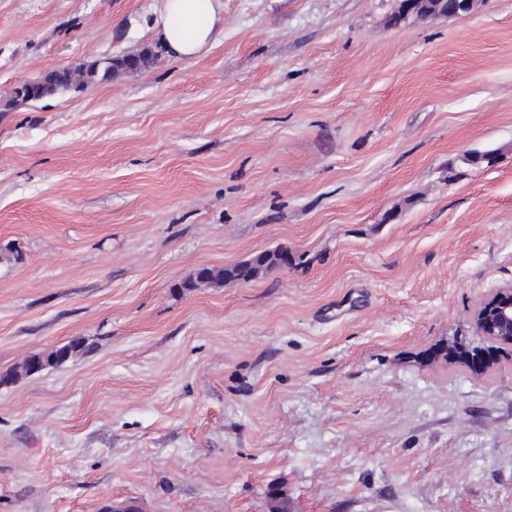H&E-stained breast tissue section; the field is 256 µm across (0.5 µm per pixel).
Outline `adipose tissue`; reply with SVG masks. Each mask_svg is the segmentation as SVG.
Masks as SVG:
<instances>
[{
	"label": "adipose tissue",
	"mask_w": 512,
	"mask_h": 512,
	"mask_svg": "<svg viewBox=\"0 0 512 512\" xmlns=\"http://www.w3.org/2000/svg\"><path fill=\"white\" fill-rule=\"evenodd\" d=\"M222 0H159L155 26L166 52L192 59L224 34Z\"/></svg>",
	"instance_id": "adipose-tissue-1"
}]
</instances>
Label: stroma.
Instances as JSON below:
<instances>
[{
	"mask_svg": "<svg viewBox=\"0 0 512 512\" xmlns=\"http://www.w3.org/2000/svg\"><path fill=\"white\" fill-rule=\"evenodd\" d=\"M223 3L195 59L0 112V372L80 346L0 385V512H512V351L428 359L512 285V0ZM155 4L0 0V99ZM437 1H445V0H407L404 2L403 12L405 13V17H415L418 19H436V18H451V17H460V10L463 13L468 14L473 11L476 6L475 0H456L457 6L456 8L445 14H439L435 10L433 3Z\"/></svg>",
	"mask_w": 512,
	"mask_h": 512,
	"instance_id": "1",
	"label": "stroma"
}]
</instances>
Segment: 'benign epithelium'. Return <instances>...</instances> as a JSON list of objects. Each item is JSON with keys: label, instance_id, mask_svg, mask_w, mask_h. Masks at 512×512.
Here are the masks:
<instances>
[{"label": "benign epithelium", "instance_id": "obj_1", "mask_svg": "<svg viewBox=\"0 0 512 512\" xmlns=\"http://www.w3.org/2000/svg\"><path fill=\"white\" fill-rule=\"evenodd\" d=\"M435 2L437 0H405V17H458L462 12H472L476 6V0H456V8L441 15L433 6ZM471 323L475 338L448 340L439 346L431 359L464 364L477 375L492 369L499 360L500 347L512 346V285L499 288L483 298L472 314Z\"/></svg>", "mask_w": 512, "mask_h": 512}]
</instances>
